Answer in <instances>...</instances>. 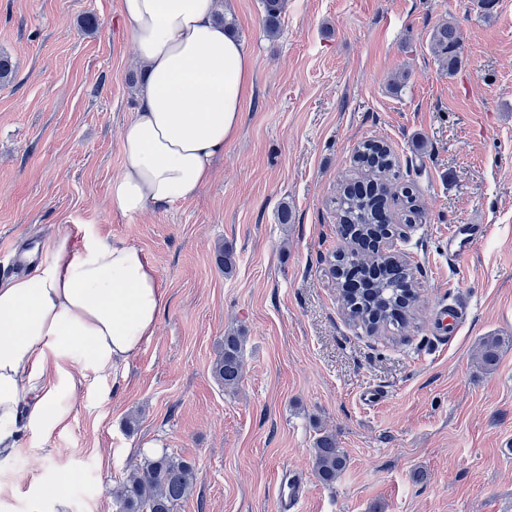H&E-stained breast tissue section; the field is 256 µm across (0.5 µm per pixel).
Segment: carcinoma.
<instances>
[{"mask_svg": "<svg viewBox=\"0 0 512 512\" xmlns=\"http://www.w3.org/2000/svg\"><path fill=\"white\" fill-rule=\"evenodd\" d=\"M264 7L269 33L273 35L282 2L264 0ZM435 44L448 68H454L461 52L456 29L451 25L440 27ZM353 160L368 171V178L363 183L346 185L334 201L338 232L348 248L333 256V272L352 321L369 333L381 328L400 332L408 325V308L416 299V281L396 254L379 246L392 229L375 223L376 206L391 192L400 173L391 149L375 140L360 143ZM352 268L365 272L366 288L358 294L343 287V278ZM243 340L233 333L224 335L212 365L214 379L226 389H235L241 382ZM498 350L499 339L485 341L480 350L481 362L494 366ZM312 460L315 476L328 487L336 483L348 464L336 445V437L328 433L317 438ZM195 484V464L164 450L146 457L124 477L113 493L116 512H175Z\"/></svg>", "mask_w": 512, "mask_h": 512, "instance_id": "carcinoma-1", "label": "carcinoma"}]
</instances>
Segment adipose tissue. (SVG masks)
<instances>
[{
  "label": "adipose tissue",
  "mask_w": 512,
  "mask_h": 512,
  "mask_svg": "<svg viewBox=\"0 0 512 512\" xmlns=\"http://www.w3.org/2000/svg\"><path fill=\"white\" fill-rule=\"evenodd\" d=\"M223 0H120L144 72L124 125L112 204L137 216L196 196L238 131L251 59L217 19ZM165 291L135 246L55 241L31 274L0 282V458L22 434L65 428L76 371L125 362L155 334Z\"/></svg>",
  "instance_id": "obj_1"
}]
</instances>
